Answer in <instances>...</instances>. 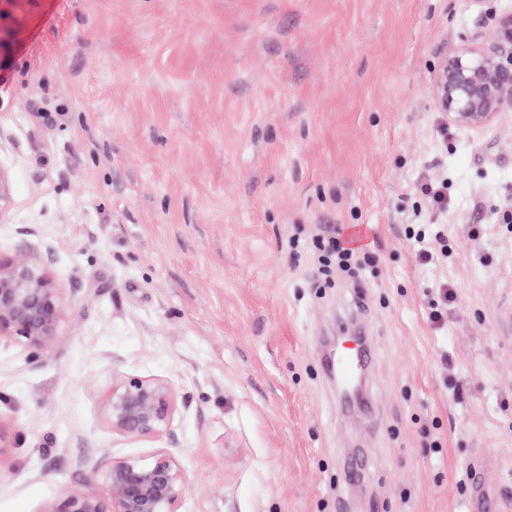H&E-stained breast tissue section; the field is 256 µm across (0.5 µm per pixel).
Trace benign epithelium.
Here are the masks:
<instances>
[{
    "label": "benign epithelium",
    "instance_id": "obj_1",
    "mask_svg": "<svg viewBox=\"0 0 512 512\" xmlns=\"http://www.w3.org/2000/svg\"><path fill=\"white\" fill-rule=\"evenodd\" d=\"M432 93L448 123L483 128L512 108V13L491 31L440 53ZM61 317L60 296L26 252L0 257V340L22 344L36 363L49 355ZM178 414L174 384L121 374L112 379L107 422L133 440L171 434ZM107 493H70L43 512H179L187 483L176 458L156 448L147 458L103 460Z\"/></svg>",
    "mask_w": 512,
    "mask_h": 512
}]
</instances>
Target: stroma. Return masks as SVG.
<instances>
[{
	"mask_svg": "<svg viewBox=\"0 0 512 512\" xmlns=\"http://www.w3.org/2000/svg\"><path fill=\"white\" fill-rule=\"evenodd\" d=\"M512 0H0V256L62 301L39 363L0 342V512L105 495L117 374L171 380L160 445L185 512H464L482 460L512 512V112L473 130L431 94L442 50ZM448 181V251L409 239ZM361 225L357 293L315 294L292 235ZM447 282V324L426 291ZM376 349L340 413L322 370L346 324ZM463 383L455 399V383ZM444 234L437 232L433 241L426 240V233L414 235L415 241L418 243L417 258L421 265L428 266L434 264L439 259V254H443L444 246L442 239Z\"/></svg>",
	"mask_w": 512,
	"mask_h": 512,
	"instance_id": "stroma-1",
	"label": "stroma"
}]
</instances>
